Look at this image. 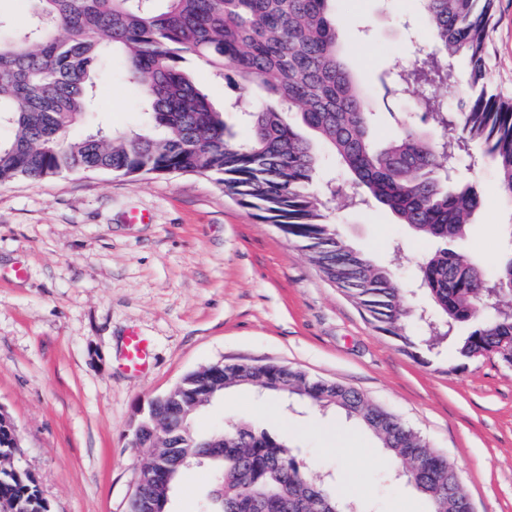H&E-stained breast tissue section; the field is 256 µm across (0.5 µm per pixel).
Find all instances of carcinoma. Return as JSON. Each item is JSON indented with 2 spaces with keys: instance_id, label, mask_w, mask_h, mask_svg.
I'll return each mask as SVG.
<instances>
[{
  "instance_id": "1",
  "label": "carcinoma",
  "mask_w": 512,
  "mask_h": 512,
  "mask_svg": "<svg viewBox=\"0 0 512 512\" xmlns=\"http://www.w3.org/2000/svg\"><path fill=\"white\" fill-rule=\"evenodd\" d=\"M30 19L0 30V182L80 172L107 171L139 177L172 172L212 175L224 193L274 225L336 280L380 332L412 355L439 354L448 330L473 321L454 344L455 357L476 352L499 356L512 344V248L493 278L470 258L448 249L479 206L478 193L459 185V171L490 161L512 207V102L487 87L486 45L493 0H422L433 41L396 74L399 93L413 96L423 120L441 130L432 137L410 121L379 143L373 135V101L355 81L338 41L336 4L341 0H27ZM466 59L456 70L452 59ZM123 66L121 78L140 89L144 123L133 131L100 127L76 140L69 128L95 102L93 74ZM195 57L235 73L243 88L268 93L264 103L236 100L248 128L239 139L189 73ZM466 86L458 110L448 109V85ZM300 113V125L284 114ZM331 148L355 191L344 206L378 205L400 224L438 244L419 265L417 281L441 320L428 325L395 287L391 269L342 241L320 194L319 145ZM221 390L194 372L168 397L139 417L138 445L173 472L205 461L212 484L205 512H332L342 504L328 487L310 482L294 459L296 449L251 425L193 428L204 398L252 386L285 399L335 408L369 430L427 497L431 512H449L448 459L428 448L395 416L374 413L357 391L327 388L286 365H226ZM17 432L0 413V456L16 452ZM221 448L199 449L212 439ZM0 501L14 512H50L34 476L0 469Z\"/></svg>"
}]
</instances>
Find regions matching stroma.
Returning a JSON list of instances; mask_svg holds the SVG:
<instances>
[{"label":"stroma","mask_w":512,"mask_h":512,"mask_svg":"<svg viewBox=\"0 0 512 512\" xmlns=\"http://www.w3.org/2000/svg\"><path fill=\"white\" fill-rule=\"evenodd\" d=\"M340 18L347 62L374 97L376 134L392 137L413 110L389 93L393 74L431 39L420 2L343 0ZM487 55L494 87L512 99V0H494ZM193 76L216 108L241 93L204 61H194ZM139 100L119 77H98L94 110L73 135L139 128ZM464 177L479 207L457 247L491 274L512 209L491 165ZM330 208L339 238L381 263L403 243L408 259L394 281L408 293L435 242L374 206ZM134 211L149 222L128 223ZM132 331L149 342L143 372L125 366ZM217 362L287 365L358 391L448 458L473 512H512V369L496 357L411 356L215 178L76 172L0 182V410L20 439L15 463L35 476L50 512H126L146 457L132 445L140 412ZM219 421L289 438L309 479L370 512H430L406 477L386 482L393 467L382 448L333 455L363 432L341 413L240 387L194 427L205 433ZM209 487L207 469L187 470L170 512H199Z\"/></svg>","instance_id":"obj_1"}]
</instances>
